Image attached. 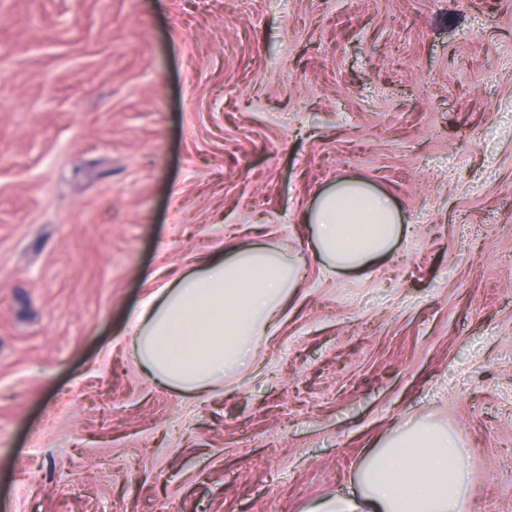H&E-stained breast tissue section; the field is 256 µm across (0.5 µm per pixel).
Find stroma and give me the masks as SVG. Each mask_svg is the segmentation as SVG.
Returning <instances> with one entry per match:
<instances>
[{"mask_svg":"<svg viewBox=\"0 0 512 512\" xmlns=\"http://www.w3.org/2000/svg\"><path fill=\"white\" fill-rule=\"evenodd\" d=\"M353 177L403 234L331 275ZM264 243L306 266L254 360L151 380L143 297ZM419 420L512 512V0H0V512H308ZM306 220L312 225V252L332 273L360 270L385 255L402 227L392 199L362 179L338 180L318 196Z\"/></svg>","mask_w":512,"mask_h":512,"instance_id":"1","label":"stroma"}]
</instances>
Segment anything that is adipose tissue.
Instances as JSON below:
<instances>
[{
  "mask_svg": "<svg viewBox=\"0 0 512 512\" xmlns=\"http://www.w3.org/2000/svg\"><path fill=\"white\" fill-rule=\"evenodd\" d=\"M306 220L314 255L328 271L359 270L401 232L392 199L362 179L321 193ZM303 259L264 245L233 247L150 293L129 331L149 376L184 393L237 372L299 285ZM357 495L313 512H467L471 473L460 434L431 421L404 425L358 470Z\"/></svg>",
  "mask_w": 512,
  "mask_h": 512,
  "instance_id": "ef3b65f1",
  "label": "adipose tissue"
}]
</instances>
